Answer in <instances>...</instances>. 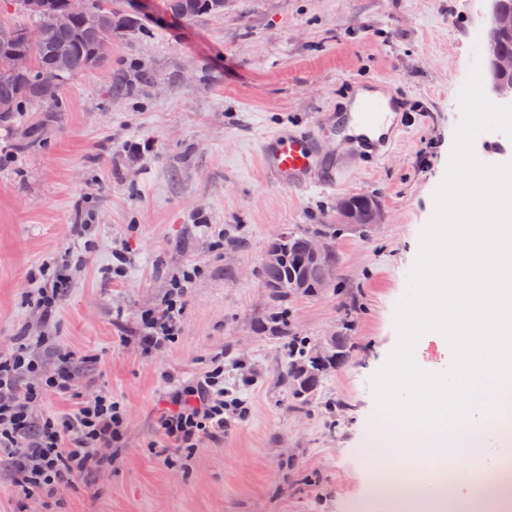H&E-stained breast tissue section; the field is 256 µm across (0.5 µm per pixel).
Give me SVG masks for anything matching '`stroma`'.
<instances>
[{
    "instance_id": "1",
    "label": "stroma",
    "mask_w": 512,
    "mask_h": 512,
    "mask_svg": "<svg viewBox=\"0 0 512 512\" xmlns=\"http://www.w3.org/2000/svg\"><path fill=\"white\" fill-rule=\"evenodd\" d=\"M112 36L102 66L72 78L66 109L32 144L23 127L0 130V358L26 336L45 370L59 354L79 363L72 391L36 401L37 415L74 410L110 390L126 410V440L110 465L55 497H24L0 458V512H379L362 441L390 425L369 379L395 347L396 302L434 212L456 105L489 21L487 0H231L223 14L189 22L164 0ZM381 82L403 98L404 133L383 159L342 152L335 186L302 193L276 187L258 144L282 128L335 111L350 83ZM131 142L148 152L126 151ZM376 197L382 224L342 231L336 279L288 303V321L313 339L348 333V361L324 373L304 407L278 374L283 340L264 325L270 305L258 275L282 231L335 224L337 202ZM124 277L112 278L113 248ZM71 254L70 286L49 317L34 307L30 274ZM200 266L178 338L147 355L142 312L157 307L170 278ZM224 364L248 411L223 438L166 461L156 417L170 392ZM253 382L241 386L240 377Z\"/></svg>"
}]
</instances>
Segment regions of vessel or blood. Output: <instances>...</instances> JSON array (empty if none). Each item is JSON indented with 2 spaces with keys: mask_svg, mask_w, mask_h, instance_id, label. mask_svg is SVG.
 Instances as JSON below:
<instances>
[{
  "mask_svg": "<svg viewBox=\"0 0 512 512\" xmlns=\"http://www.w3.org/2000/svg\"><path fill=\"white\" fill-rule=\"evenodd\" d=\"M398 110L395 98L370 85L353 90L344 111L321 115L318 123L335 132L340 144L353 153L380 159L402 133ZM260 159L269 179L292 191L332 184L339 173L335 155L322 150L319 137L309 128L265 136Z\"/></svg>",
  "mask_w": 512,
  "mask_h": 512,
  "instance_id": "1",
  "label": "vessel or blood"
}]
</instances>
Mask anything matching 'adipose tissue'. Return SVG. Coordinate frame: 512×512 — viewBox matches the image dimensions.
Returning a JSON list of instances; mask_svg holds the SVG:
<instances>
[{"label":"adipose tissue","instance_id":"ef3b65f1","mask_svg":"<svg viewBox=\"0 0 512 512\" xmlns=\"http://www.w3.org/2000/svg\"><path fill=\"white\" fill-rule=\"evenodd\" d=\"M509 221L512 186L500 181L466 225L435 244L425 300L432 316L425 323L409 316L412 334L401 353L421 386L419 400L395 430L363 443L381 474L399 464L455 460L497 476L488 442L494 428L476 408L489 387L512 385V235L500 231ZM426 349L453 361L451 377L432 373Z\"/></svg>","mask_w":512,"mask_h":512}]
</instances>
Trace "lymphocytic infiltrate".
<instances>
[{
	"label": "lymphocytic infiltrate",
	"instance_id": "1",
	"mask_svg": "<svg viewBox=\"0 0 512 512\" xmlns=\"http://www.w3.org/2000/svg\"><path fill=\"white\" fill-rule=\"evenodd\" d=\"M195 272L184 274L171 289L170 301L159 314L142 319L140 345L144 352L162 351L178 335L177 300ZM28 344H19L12 357L0 361V455L14 459L16 485L23 494L53 495L74 487L90 461L123 440L124 410L111 391L102 389L70 413L46 418L34 415L33 401L48 393L66 394L73 382L70 357L45 376L41 386L22 387V373L38 370ZM245 401L224 389L222 369L201 380L176 387L158 420L168 452L194 451L201 439L223 437L232 421L244 417Z\"/></svg>",
	"mask_w": 512,
	"mask_h": 512
}]
</instances>
